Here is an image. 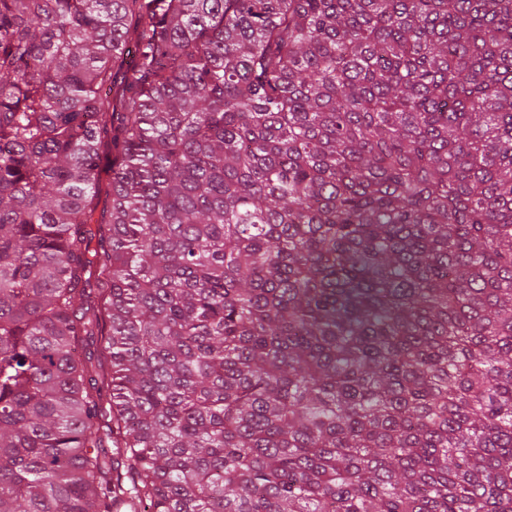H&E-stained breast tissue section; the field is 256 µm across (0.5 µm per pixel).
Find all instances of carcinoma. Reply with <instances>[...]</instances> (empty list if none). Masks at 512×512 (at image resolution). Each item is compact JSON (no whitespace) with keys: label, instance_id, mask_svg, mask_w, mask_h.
<instances>
[{"label":"carcinoma","instance_id":"carcinoma-1","mask_svg":"<svg viewBox=\"0 0 512 512\" xmlns=\"http://www.w3.org/2000/svg\"><path fill=\"white\" fill-rule=\"evenodd\" d=\"M0 512H512V0H0Z\"/></svg>","mask_w":512,"mask_h":512}]
</instances>
